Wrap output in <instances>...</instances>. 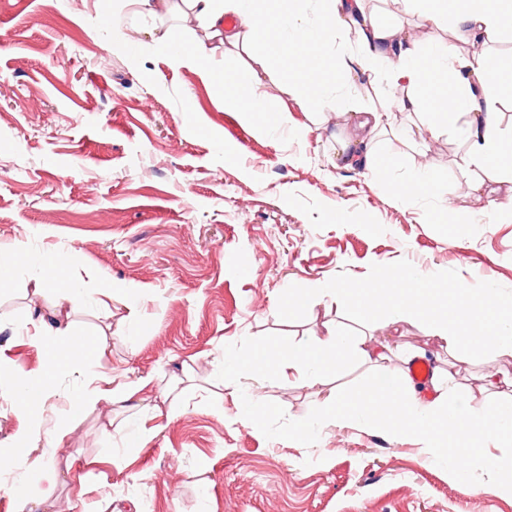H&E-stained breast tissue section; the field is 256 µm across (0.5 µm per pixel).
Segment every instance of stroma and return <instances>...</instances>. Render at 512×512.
Listing matches in <instances>:
<instances>
[{
    "instance_id": "obj_1",
    "label": "stroma",
    "mask_w": 512,
    "mask_h": 512,
    "mask_svg": "<svg viewBox=\"0 0 512 512\" xmlns=\"http://www.w3.org/2000/svg\"><path fill=\"white\" fill-rule=\"evenodd\" d=\"M375 9L380 22L408 21L421 49L445 35L402 0ZM116 24H134L121 0H0V247L16 255L0 286V366L47 372L53 385L33 457L54 475L30 497L53 512H512V495L455 481L415 441L327 424L307 447L266 439L240 411L246 391L299 420L329 389L402 374L415 359L472 405L492 381L512 395V357L471 359L421 325L363 326L327 297L304 319L277 314L290 285L362 279L401 259L512 289V181L496 184L488 208L471 194L454 122L415 148L381 136L379 172L339 163L343 128L287 85L266 88L270 110L288 113L279 137L225 110L221 87L174 66L148 33L137 53L117 52ZM423 163L446 176L447 195L385 189ZM445 207L462 223H437ZM55 255L70 256L83 295L68 306L74 331L105 340L90 367L51 368L33 338L62 301L43 276ZM336 324L383 358L325 381L226 386L225 348L306 344ZM96 376L133 397L71 415Z\"/></svg>"
}]
</instances>
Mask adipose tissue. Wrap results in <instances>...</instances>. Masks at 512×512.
<instances>
[{
    "label": "adipose tissue",
    "instance_id": "obj_1",
    "mask_svg": "<svg viewBox=\"0 0 512 512\" xmlns=\"http://www.w3.org/2000/svg\"><path fill=\"white\" fill-rule=\"evenodd\" d=\"M198 20L206 38L192 48L177 46L170 34H161L173 62L197 71L202 80H218L224 89V107L242 113L270 133L279 132L284 117H272L265 80L281 78L294 87L309 84V97L317 111L331 108L334 93L356 86L360 75L386 78L388 89L380 104L344 113L345 137L336 141V158L351 160L359 144L374 142L389 129L396 113L417 109V95L433 97L432 112L415 126L416 134L437 138L449 117L462 118L461 134L467 149L466 165L477 169L473 193L486 195L490 183L512 175V142H504L501 129L502 97L512 98V72L502 69L483 46L512 28V0H404L408 11L435 26L450 23L454 37L421 51L403 19L380 23L368 0H182ZM234 24H225L226 16ZM254 53L253 65L213 74L208 69V39ZM478 48L462 54L459 42ZM38 333L55 367L69 366L75 357L90 361L94 347L79 350L70 328L40 325ZM369 352L348 342L339 330H327L311 344H283L266 339L244 353L226 352L224 370L229 385L243 377L264 380L292 373L330 378ZM35 435L17 436L9 456L0 459V489H8L15 512H34L27 480L41 468L33 464Z\"/></svg>",
    "mask_w": 512,
    "mask_h": 512
}]
</instances>
